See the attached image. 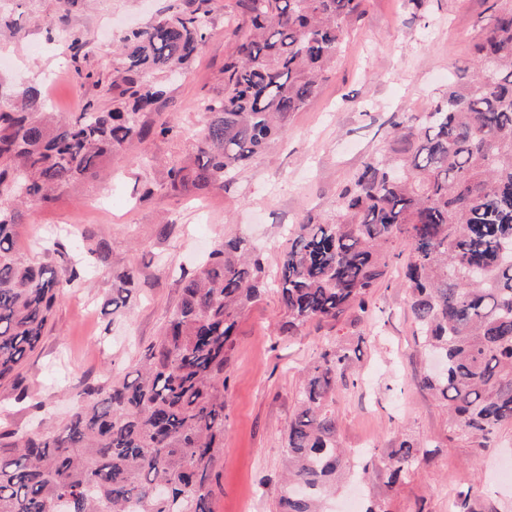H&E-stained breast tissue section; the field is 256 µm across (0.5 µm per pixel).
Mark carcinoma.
<instances>
[{
	"label": "carcinoma",
	"instance_id": "cac0c4a2",
	"mask_svg": "<svg viewBox=\"0 0 512 512\" xmlns=\"http://www.w3.org/2000/svg\"><path fill=\"white\" fill-rule=\"evenodd\" d=\"M210 0L162 13L121 40L112 106L90 103L74 121L48 111L34 84L5 87L0 110V386H12L38 348L58 299L81 276L78 260L57 270L15 254L20 206L48 204L97 177L112 155L166 137L174 126L141 123L162 95L159 71L186 67L204 45ZM251 31L224 63V96L200 103L197 164L171 163L170 188H224V179L286 133L335 63L342 21L360 0H239ZM87 42L70 33L79 76ZM467 79L448 83L431 111L392 124L398 147L365 163L336 200L335 214L298 225L278 271L246 240L219 242L199 272L185 275L181 301L133 380L89 385L63 424L0 433V512H213L212 475L224 448L227 369L238 319L273 291L278 335L314 321L368 310L387 276L393 245L408 249L405 286L420 346L441 357L421 383L452 413L454 430L486 447L512 426V4L499 6L475 45ZM133 270L112 284L120 308ZM350 350L329 342L307 369L300 411L288 424L280 512H324L348 460L330 402L346 384ZM427 454L402 441L389 455L396 483Z\"/></svg>",
	"mask_w": 512,
	"mask_h": 512
}]
</instances>
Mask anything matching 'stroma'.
<instances>
[{"instance_id":"35a3bbf8","label":"stroma","mask_w":512,"mask_h":512,"mask_svg":"<svg viewBox=\"0 0 512 512\" xmlns=\"http://www.w3.org/2000/svg\"><path fill=\"white\" fill-rule=\"evenodd\" d=\"M496 0H362L343 22V44L318 93L288 119L287 134L240 169L223 189L174 196L170 162L193 165L196 132L205 117L198 103L224 93V61L232 29L250 22L237 0H212L208 38L182 77L154 79L164 96L142 121L168 120L182 132L149 137L112 157L103 173L60 193L51 204L25 205L18 257L29 263L67 264L75 249L105 239L106 261H90L85 278L63 296L39 348L20 371L19 388L37 412L0 387V430L24 431L64 420L86 385L108 384L136 366L157 342L180 300L182 270L195 269L212 246L241 237L262 247L275 270L287 237L305 215L329 217L353 175L392 145L390 118L428 111L472 58ZM189 0H0L17 35L0 38L7 80L43 85L53 111L75 118L88 102L108 106L106 89L117 47L130 25H150L161 11L189 9ZM86 40L78 79L68 64V36ZM61 240L63 253L45 252ZM135 270L138 286L113 309L112 281ZM282 319L276 295L242 312L224 410V451L214 483L215 512H278L288 424L299 411L304 373L327 341L353 355L331 408L350 467L336 485V502L355 497L385 512H512V426L482 450L455 433L447 407L417 382L426 364L415 342L403 262L391 261L373 290L367 312L351 310L339 322H314L302 335L278 340ZM427 443L433 455L400 482H387L384 464L404 439Z\"/></svg>"}]
</instances>
